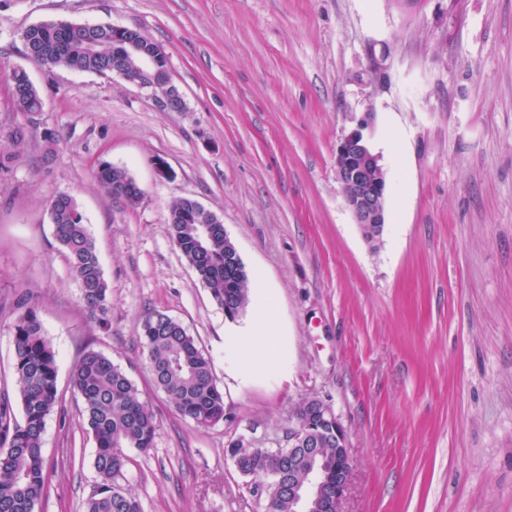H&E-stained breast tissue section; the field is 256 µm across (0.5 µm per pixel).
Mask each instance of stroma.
Listing matches in <instances>:
<instances>
[{
	"label": "stroma",
	"mask_w": 512,
	"mask_h": 512,
	"mask_svg": "<svg viewBox=\"0 0 512 512\" xmlns=\"http://www.w3.org/2000/svg\"><path fill=\"white\" fill-rule=\"evenodd\" d=\"M62 21L140 29L169 58L184 108L118 76L49 68L23 31ZM24 69L44 105H14ZM364 130L388 175L379 246L336 179L337 142ZM24 130L23 148L13 134ZM0 394L14 396L16 298L38 301L61 405L43 435L35 512H83L99 482L70 370L118 365L155 414L118 484L142 512H265L259 479L226 456L240 437L284 448L308 397L349 433L341 512H512V0H0ZM171 176L159 178L156 158ZM125 169L144 196L113 199ZM72 195L109 288L89 318L49 202ZM180 198L223 222L253 289L274 298L286 347L243 371L228 319L170 235ZM179 321L211 356L227 421L180 417L153 387L143 317ZM96 178L109 195L122 199L129 206L138 205L142 199L134 178L125 169L115 167L109 162H101L97 167ZM122 191L125 197L122 196Z\"/></svg>",
	"instance_id": "stroma-1"
}]
</instances>
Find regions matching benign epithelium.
<instances>
[{"instance_id":"1","label":"benign epithelium","mask_w":512,"mask_h":512,"mask_svg":"<svg viewBox=\"0 0 512 512\" xmlns=\"http://www.w3.org/2000/svg\"><path fill=\"white\" fill-rule=\"evenodd\" d=\"M122 43L125 56L136 59L138 69L152 77L148 88L161 106L182 110L184 101L172 83L169 68L160 66L166 52L159 46L146 49L128 37ZM364 126L365 122H359L337 143L335 171L355 224L361 227L365 240L374 242L386 224L387 178L362 133ZM294 420L295 426L288 429V512H340L352 477L348 431L324 399L313 413L294 412ZM324 424L332 426L336 437V460L332 462L319 449Z\"/></svg>"}]
</instances>
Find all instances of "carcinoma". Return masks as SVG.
Here are the masks:
<instances>
[{
    "instance_id": "1",
    "label": "carcinoma",
    "mask_w": 512,
    "mask_h": 512,
    "mask_svg": "<svg viewBox=\"0 0 512 512\" xmlns=\"http://www.w3.org/2000/svg\"><path fill=\"white\" fill-rule=\"evenodd\" d=\"M22 40L32 60L55 68L100 74L112 70V61L120 57L110 25L44 22L25 30ZM9 81L19 111H42L43 100L25 71L11 72ZM96 178L109 195L130 206L142 199L134 178L109 162L97 167ZM195 205L188 198L172 205L173 242L219 306H224L226 285L232 281L243 310L253 288L245 267L240 261L230 265L225 261L234 254V244L224 238V225H211L210 240L203 244L198 238L202 221L182 223ZM49 210L55 239L69 256L81 302L93 319L104 324L108 286L78 204L66 194ZM16 306L20 314L12 325L14 378L22 417L15 418L9 402H0V512H35L47 490L42 444L46 419L59 406L57 362L43 334L34 297L22 292ZM140 340L148 352L154 385L179 416L200 427L228 420L212 361L180 322L161 311L150 312L142 320ZM70 382L81 398L87 431L96 443L94 467L100 482L86 503V512H141L137 499L114 480L128 464L126 449L153 447L154 414L135 383L95 350L84 351L74 362ZM230 453L239 458L237 470L244 476L279 472V486H270L266 509L288 512V457H273L260 448L232 447Z\"/></svg>"
}]
</instances>
